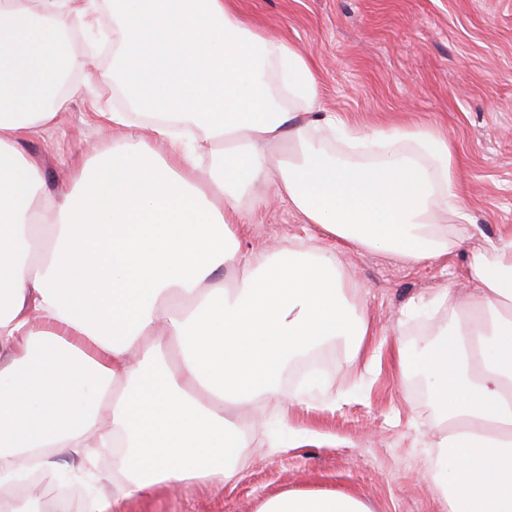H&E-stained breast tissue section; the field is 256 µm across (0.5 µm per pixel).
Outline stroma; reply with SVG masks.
<instances>
[{
    "label": "stroma",
    "instance_id": "obj_1",
    "mask_svg": "<svg viewBox=\"0 0 512 512\" xmlns=\"http://www.w3.org/2000/svg\"><path fill=\"white\" fill-rule=\"evenodd\" d=\"M236 6L316 63L324 111L363 128L411 124L448 136L471 225L448 257L414 268L359 248L340 252L355 273L369 325L385 348L403 350L412 388L400 385L386 357L361 380V362L340 351L310 387L311 407L284 414L262 401L246 409L251 437L237 482L219 490L189 482L172 494L127 501L123 512H257L286 492L335 489L371 512H436L422 472L438 411L418 351L431 324H447L448 314L404 309L463 287L470 253L512 232V0H236ZM92 112L89 99H76L63 124L23 144L54 191H74L63 179L67 168L95 165L112 146L97 133ZM241 206L247 218L234 229L240 251L317 234L274 194L258 208L242 195ZM292 427L333 436L336 444L267 453V442Z\"/></svg>",
    "mask_w": 512,
    "mask_h": 512
}]
</instances>
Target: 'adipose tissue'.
Masks as SVG:
<instances>
[{
	"instance_id": "1",
	"label": "adipose tissue",
	"mask_w": 512,
	"mask_h": 512,
	"mask_svg": "<svg viewBox=\"0 0 512 512\" xmlns=\"http://www.w3.org/2000/svg\"><path fill=\"white\" fill-rule=\"evenodd\" d=\"M70 2L0 0V512H43L13 488L37 470L84 474L106 452L114 490L82 512H122L190 480L237 481L245 440L226 408L306 404L280 375L329 342L373 368L374 334L337 245L420 265L456 248L468 219L447 137L364 131L323 112L312 62L235 0H85L88 28L101 4L112 8V73L100 85L116 106L94 114L112 148L96 170H70L75 193L53 195L20 145L83 94L70 76L95 45L72 39ZM139 115L152 144L133 139ZM336 136L383 150L355 163L327 152ZM272 170L276 195L329 246L234 255L241 192ZM231 258L240 275L228 287L216 272ZM466 285L467 308L454 291L437 295L448 325L421 351L440 412L425 474L437 512H512V233L472 255ZM175 296L186 309L170 307ZM258 512L371 510L317 490Z\"/></svg>"
}]
</instances>
